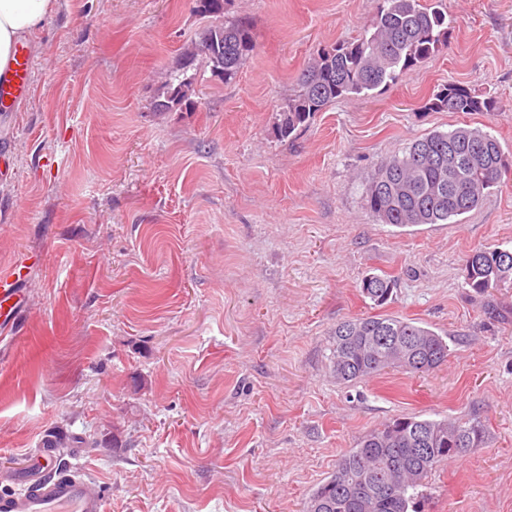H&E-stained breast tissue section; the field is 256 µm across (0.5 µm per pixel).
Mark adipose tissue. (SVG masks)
Instances as JSON below:
<instances>
[{"label":"adipose tissue","instance_id":"adipose-tissue-1","mask_svg":"<svg viewBox=\"0 0 512 512\" xmlns=\"http://www.w3.org/2000/svg\"><path fill=\"white\" fill-rule=\"evenodd\" d=\"M54 9L55 0H0V72L15 45L41 28Z\"/></svg>","mask_w":512,"mask_h":512}]
</instances>
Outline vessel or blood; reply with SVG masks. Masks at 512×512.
Instances as JSON below:
<instances>
[{
  "instance_id": "b4317fda",
  "label": "vessel or blood",
  "mask_w": 512,
  "mask_h": 512,
  "mask_svg": "<svg viewBox=\"0 0 512 512\" xmlns=\"http://www.w3.org/2000/svg\"><path fill=\"white\" fill-rule=\"evenodd\" d=\"M32 58L24 45H17L7 72L0 78V110L31 92ZM18 267L0 271V325L12 323L21 304L17 288ZM37 474L20 492L0 496V512H106L104 496L80 476L60 472L50 451L36 460Z\"/></svg>"
}]
</instances>
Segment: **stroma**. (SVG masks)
Returning a JSON list of instances; mask_svg holds the SVG:
<instances>
[{
  "label": "stroma",
  "mask_w": 512,
  "mask_h": 512,
  "mask_svg": "<svg viewBox=\"0 0 512 512\" xmlns=\"http://www.w3.org/2000/svg\"><path fill=\"white\" fill-rule=\"evenodd\" d=\"M28 42L30 96L0 117V270L28 258L0 338V494L53 450L106 512H303L338 460L390 419L477 416L488 441L440 465L424 512H512V285L476 293L463 258L512 248V175L458 224L396 228L363 205L413 139L469 126L512 156V0H446L448 44L372 97L274 122L318 51L377 0H227L255 48L236 76L185 63L211 23L195 0H56ZM190 108L160 112L166 84ZM458 82L492 112H431ZM381 311L446 336L445 365L353 385L337 323ZM191 83L189 81L179 82L177 85H170L166 95L164 96V100L159 101L157 103V107L161 111L171 110L173 107L177 105H182L186 103V105L192 104L191 101ZM394 286V279L369 275L362 279L360 289L361 293L373 302V305L381 306L392 297Z\"/></svg>",
  "instance_id": "obj_1"
}]
</instances>
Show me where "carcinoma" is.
Returning a JSON list of instances; mask_svg holds the SVG:
<instances>
[{
    "label": "carcinoma",
    "instance_id": "cac0c4a2",
    "mask_svg": "<svg viewBox=\"0 0 512 512\" xmlns=\"http://www.w3.org/2000/svg\"><path fill=\"white\" fill-rule=\"evenodd\" d=\"M225 0H196V11L214 18L198 52L212 63L213 73L234 77L254 50L250 28L223 19ZM452 21L442 0H378L371 24L356 37L317 53L298 77V90L279 112L277 136L293 139L319 112L340 99L369 96L396 83L410 68L435 55L448 43ZM191 101V83L169 86L161 111ZM481 98L460 83H450L429 96L432 111L488 112ZM512 169V160L496 137L479 129L457 127L434 131L412 141L382 164L363 196L366 209L381 223L404 228L421 224H456L479 207L491 189ZM482 267L467 276L478 293L512 283V249L475 248L464 257ZM497 268L490 285L482 271ZM395 280L379 275L362 279L361 293L373 305L385 304ZM331 370L347 384L399 368L424 375L448 361V341L413 320L367 315L336 325L330 345ZM425 433L430 451H418L416 435ZM485 445L484 425L471 417L435 420L400 417L369 432L358 447L339 461L331 478L315 489L304 512H421L417 487L438 464L462 458Z\"/></svg>",
    "mask_w": 512,
    "mask_h": 512
}]
</instances>
